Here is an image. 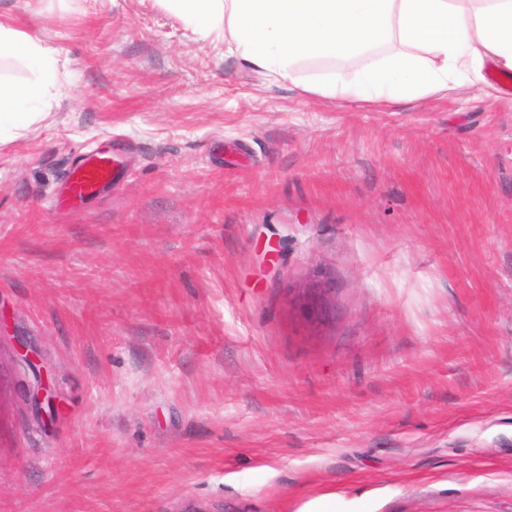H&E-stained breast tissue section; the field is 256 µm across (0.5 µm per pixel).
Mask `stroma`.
<instances>
[{
    "label": "stroma",
    "instance_id": "1",
    "mask_svg": "<svg viewBox=\"0 0 512 512\" xmlns=\"http://www.w3.org/2000/svg\"><path fill=\"white\" fill-rule=\"evenodd\" d=\"M0 18L57 75L0 138V512H512V89L305 93L162 0ZM73 181L75 197L94 195L112 181V169L104 158L85 162L78 169ZM332 289L326 280L315 279L307 287L298 288L296 301L315 316H319V312L326 311Z\"/></svg>",
    "mask_w": 512,
    "mask_h": 512
}]
</instances>
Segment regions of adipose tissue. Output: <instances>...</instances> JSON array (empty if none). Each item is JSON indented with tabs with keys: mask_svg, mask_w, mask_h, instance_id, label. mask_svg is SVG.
I'll return each mask as SVG.
<instances>
[{
	"mask_svg": "<svg viewBox=\"0 0 512 512\" xmlns=\"http://www.w3.org/2000/svg\"><path fill=\"white\" fill-rule=\"evenodd\" d=\"M202 34H217L253 70L303 92L366 104L426 93L474 96L485 62L512 71V0H164ZM21 60L37 80L0 82V134L43 113L54 83L50 49L0 22V56ZM355 58L352 79L301 76L304 61Z\"/></svg>",
	"mask_w": 512,
	"mask_h": 512,
	"instance_id": "ef3b65f1",
	"label": "adipose tissue"
}]
</instances>
